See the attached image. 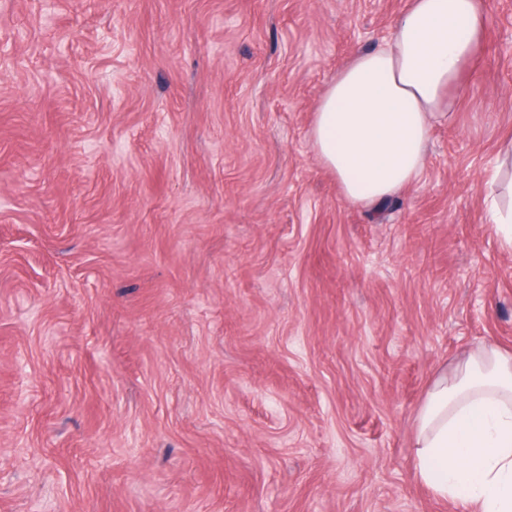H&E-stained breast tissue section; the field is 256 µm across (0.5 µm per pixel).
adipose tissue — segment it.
I'll use <instances>...</instances> for the list:
<instances>
[{
    "label": "adipose tissue",
    "instance_id": "adipose-tissue-1",
    "mask_svg": "<svg viewBox=\"0 0 512 512\" xmlns=\"http://www.w3.org/2000/svg\"><path fill=\"white\" fill-rule=\"evenodd\" d=\"M487 14L486 0H408L382 44L330 80L309 136L347 200L374 207L421 176L433 123L454 107ZM413 455L435 497L468 512H512V353L488 344L436 375Z\"/></svg>",
    "mask_w": 512,
    "mask_h": 512
}]
</instances>
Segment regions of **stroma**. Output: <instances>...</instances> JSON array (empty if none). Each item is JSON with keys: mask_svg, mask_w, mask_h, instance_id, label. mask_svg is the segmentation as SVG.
<instances>
[{"mask_svg": "<svg viewBox=\"0 0 512 512\" xmlns=\"http://www.w3.org/2000/svg\"><path fill=\"white\" fill-rule=\"evenodd\" d=\"M406 5L0 0V512H456L411 442L512 353V0L380 210L309 139ZM499 161L491 169L486 171L485 178L486 182L490 187V190L500 193L508 194L512 199V177H508V162L512 160V140H506L503 142L500 152Z\"/></svg>", "mask_w": 512, "mask_h": 512, "instance_id": "stroma-1", "label": "stroma"}]
</instances>
